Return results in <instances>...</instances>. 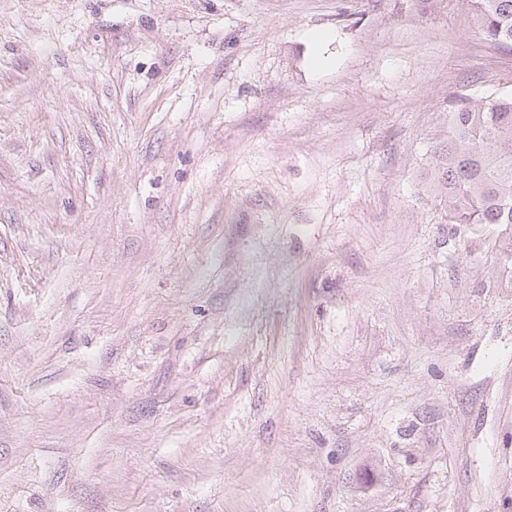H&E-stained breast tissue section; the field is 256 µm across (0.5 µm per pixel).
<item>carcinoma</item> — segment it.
Masks as SVG:
<instances>
[{"label":"carcinoma","instance_id":"obj_1","mask_svg":"<svg viewBox=\"0 0 512 512\" xmlns=\"http://www.w3.org/2000/svg\"><path fill=\"white\" fill-rule=\"evenodd\" d=\"M485 40L512 50V0H466ZM427 186L448 201L451 224L512 227V95L454 98L448 138L435 152Z\"/></svg>","mask_w":512,"mask_h":512}]
</instances>
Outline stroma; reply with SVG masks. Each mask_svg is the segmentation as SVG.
Here are the masks:
<instances>
[{
  "instance_id": "1",
  "label": "stroma",
  "mask_w": 512,
  "mask_h": 512,
  "mask_svg": "<svg viewBox=\"0 0 512 512\" xmlns=\"http://www.w3.org/2000/svg\"><path fill=\"white\" fill-rule=\"evenodd\" d=\"M510 94L466 0H0V512H512L505 227L426 188Z\"/></svg>"
}]
</instances>
